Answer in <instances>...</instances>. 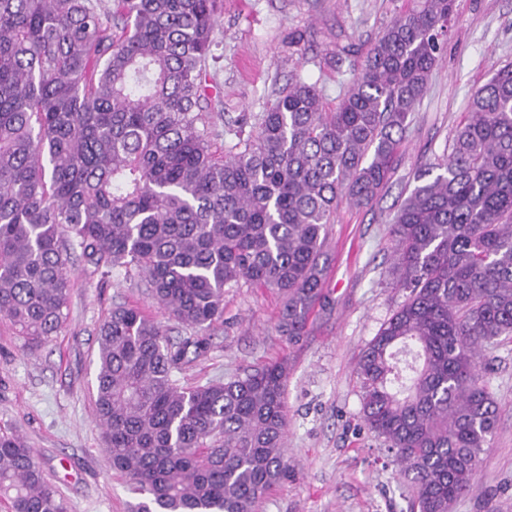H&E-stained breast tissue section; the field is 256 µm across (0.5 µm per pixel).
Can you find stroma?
<instances>
[{"label":"stroma","instance_id":"stroma-1","mask_svg":"<svg viewBox=\"0 0 512 512\" xmlns=\"http://www.w3.org/2000/svg\"><path fill=\"white\" fill-rule=\"evenodd\" d=\"M410 0H222L207 67L210 112L220 132L266 111L295 76L318 83L335 104L349 74L336 49L365 53ZM456 22L429 88L413 114L386 188L372 204H342L327 226L324 299L304 336L280 332L283 297L242 285L224 291V321L207 332L197 356L175 374L193 386L226 380L272 362L285 363L288 475L256 512H408V492L382 438L361 419L359 358L406 297L389 275L392 218L414 177L449 152L474 91L512 64V0H456ZM305 36L303 48L289 44ZM139 307L167 329L168 319L133 269L96 273L72 254L70 317L49 343L28 349L0 321V429L18 432L35 451L66 512H134L142 499L113 469L93 405L97 333L113 307ZM498 406V424L480 464L478 484L451 512H512V339L480 357Z\"/></svg>","mask_w":512,"mask_h":512}]
</instances>
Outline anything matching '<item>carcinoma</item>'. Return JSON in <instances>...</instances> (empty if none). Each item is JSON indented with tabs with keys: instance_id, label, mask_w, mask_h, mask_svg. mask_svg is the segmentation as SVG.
<instances>
[{
	"instance_id": "1",
	"label": "carcinoma",
	"mask_w": 512,
	"mask_h": 512,
	"mask_svg": "<svg viewBox=\"0 0 512 512\" xmlns=\"http://www.w3.org/2000/svg\"><path fill=\"white\" fill-rule=\"evenodd\" d=\"M219 0H0V319L30 347L70 308V250L103 274L138 269L175 342L139 308L98 329L94 404L138 512H254L288 470L287 367L193 387L173 372L224 321V288L283 295L303 335L323 298L326 228L389 182L456 20L455 0L395 15L332 109L296 77L225 153L207 112ZM443 173L390 229L406 299L357 367L362 421L406 480L409 512H451L477 483L498 410L478 355L512 339V65L473 94ZM69 243H64L63 237ZM11 512H66L32 448L0 430Z\"/></svg>"
}]
</instances>
